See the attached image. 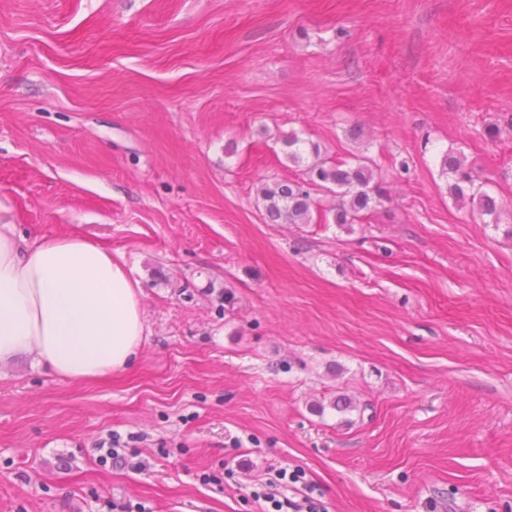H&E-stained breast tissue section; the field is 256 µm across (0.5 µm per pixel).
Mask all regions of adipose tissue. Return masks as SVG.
Segmentation results:
<instances>
[{
  "instance_id": "ef3b65f1",
  "label": "adipose tissue",
  "mask_w": 512,
  "mask_h": 512,
  "mask_svg": "<svg viewBox=\"0 0 512 512\" xmlns=\"http://www.w3.org/2000/svg\"><path fill=\"white\" fill-rule=\"evenodd\" d=\"M140 294L111 250L69 235L31 245L0 223V366L32 354L76 381L127 368L145 335Z\"/></svg>"
}]
</instances>
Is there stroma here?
I'll list each match as a JSON object with an SVG mask.
<instances>
[{
  "label": "stroma",
  "instance_id": "35a3bbf8",
  "mask_svg": "<svg viewBox=\"0 0 512 512\" xmlns=\"http://www.w3.org/2000/svg\"><path fill=\"white\" fill-rule=\"evenodd\" d=\"M292 133L390 203L265 223ZM0 220L123 257L146 319L109 376L0 370V512H260L298 466L327 512H512V0H0ZM440 168L443 175H453V183L449 185L451 195L456 199L468 198L482 215L491 217L493 224L498 223L500 211L496 198L490 193L485 182L473 178L465 171L461 152L456 155L444 153L440 159Z\"/></svg>",
  "mask_w": 512,
  "mask_h": 512
}]
</instances>
